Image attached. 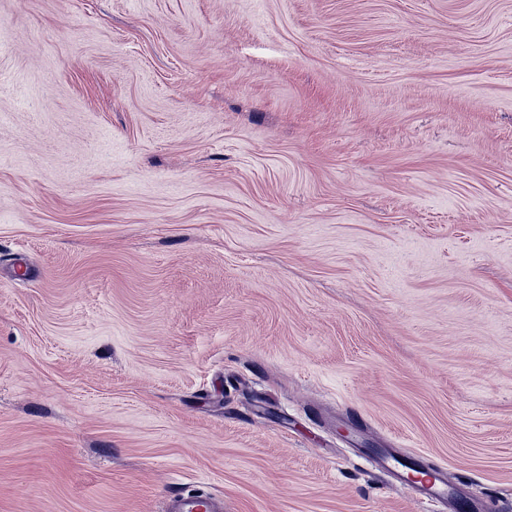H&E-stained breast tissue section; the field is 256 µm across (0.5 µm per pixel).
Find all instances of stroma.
<instances>
[{"label": "stroma", "instance_id": "stroma-1", "mask_svg": "<svg viewBox=\"0 0 512 512\" xmlns=\"http://www.w3.org/2000/svg\"><path fill=\"white\" fill-rule=\"evenodd\" d=\"M512 512V0H0V512ZM372 469H383L397 481L407 483L420 501L451 503L454 512H468L471 510V503L461 497L455 496L448 488V481L442 470L435 469L428 471L425 477L411 481L405 476L408 470L418 469L415 460L405 457L396 458L390 448L383 451H375L372 455L363 456ZM221 499L204 492L175 494L170 496L163 512H221Z\"/></svg>", "mask_w": 512, "mask_h": 512}]
</instances>
